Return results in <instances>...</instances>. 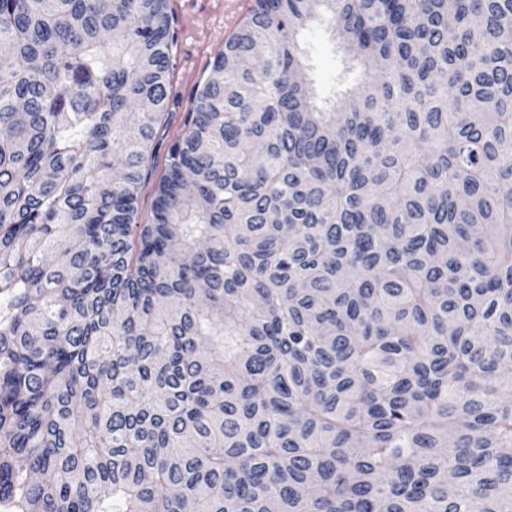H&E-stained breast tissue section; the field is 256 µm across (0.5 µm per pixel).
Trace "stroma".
Listing matches in <instances>:
<instances>
[{
  "instance_id": "obj_1",
  "label": "stroma",
  "mask_w": 512,
  "mask_h": 512,
  "mask_svg": "<svg viewBox=\"0 0 512 512\" xmlns=\"http://www.w3.org/2000/svg\"><path fill=\"white\" fill-rule=\"evenodd\" d=\"M254 6L255 0H170L177 28L172 88L148 160L149 174L138 188L140 217L151 214L168 148L183 135L185 116L198 87L211 71L216 52ZM304 42L315 66L316 84L322 94H329L336 85L339 57L320 28L306 31Z\"/></svg>"
}]
</instances>
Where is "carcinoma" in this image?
<instances>
[{
  "instance_id": "obj_1",
  "label": "carcinoma",
  "mask_w": 512,
  "mask_h": 512,
  "mask_svg": "<svg viewBox=\"0 0 512 512\" xmlns=\"http://www.w3.org/2000/svg\"><path fill=\"white\" fill-rule=\"evenodd\" d=\"M255 2L142 220L169 0H0V506L512 512V0ZM304 42L315 66L316 84L323 95H328L336 86V75L340 67L338 54L319 27L306 31Z\"/></svg>"
}]
</instances>
